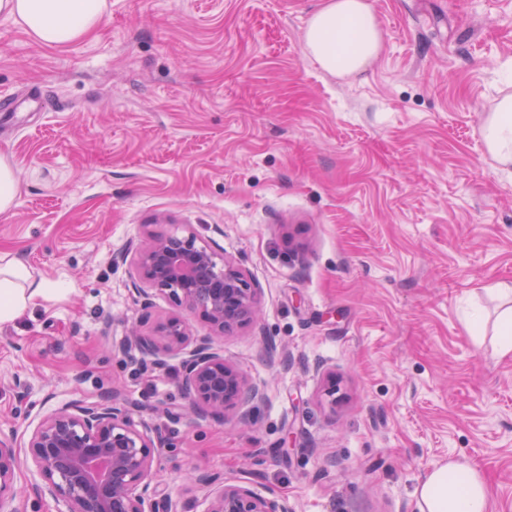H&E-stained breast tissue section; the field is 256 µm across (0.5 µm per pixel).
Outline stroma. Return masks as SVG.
<instances>
[{"mask_svg":"<svg viewBox=\"0 0 512 512\" xmlns=\"http://www.w3.org/2000/svg\"><path fill=\"white\" fill-rule=\"evenodd\" d=\"M108 2L63 49L0 16V93L52 104L0 128V258L69 286L0 325V440L115 390L168 435L188 512L210 501L189 468L290 512H420L448 460L512 512V356L464 324L512 284V173L481 136L512 94V0H372L383 48L347 78L303 50L323 0ZM148 224L191 227L261 291L224 356L264 395L224 420L183 416L177 358L112 357L140 315L112 258ZM18 180L15 170L2 158L0 159V212L11 209L18 193Z\"/></svg>","mask_w":512,"mask_h":512,"instance_id":"stroma-1","label":"stroma"}]
</instances>
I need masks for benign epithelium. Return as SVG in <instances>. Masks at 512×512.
<instances>
[{
  "label": "benign epithelium",
  "instance_id": "benign-epithelium-1",
  "mask_svg": "<svg viewBox=\"0 0 512 512\" xmlns=\"http://www.w3.org/2000/svg\"><path fill=\"white\" fill-rule=\"evenodd\" d=\"M113 262L130 265L132 293L144 314L112 345V358L162 368L167 357H179L184 398L198 415L222 418L263 398L224 358V336L253 324L261 306L259 289L238 265L191 230L180 235L157 229L147 230L145 243ZM158 293L167 295L178 311L152 318ZM184 311L206 323V335L190 334ZM151 320L152 331L143 332ZM168 445L154 424L134 421L131 406L114 391L46 414L29 433L25 453L43 480L37 490L63 503L66 512H180L159 479L158 457ZM19 465L14 444L0 440V512H21L14 483ZM185 480L213 487L208 512H289L287 502L272 491L261 495L196 470L186 473Z\"/></svg>",
  "mask_w": 512,
  "mask_h": 512
}]
</instances>
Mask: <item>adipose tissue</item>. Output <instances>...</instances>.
<instances>
[{"label": "adipose tissue", "instance_id": "ef3b65f1", "mask_svg": "<svg viewBox=\"0 0 512 512\" xmlns=\"http://www.w3.org/2000/svg\"><path fill=\"white\" fill-rule=\"evenodd\" d=\"M107 0H0V14L36 42L67 47L97 28ZM384 33L371 0H324L307 22L308 56L323 71L351 77L382 50ZM491 157L512 166V96L502 97L481 128ZM65 283L36 276L19 260L0 265V325L14 321L34 302L63 294ZM420 512H491L488 485L475 468L455 461L436 466L418 489Z\"/></svg>", "mask_w": 512, "mask_h": 512}]
</instances>
